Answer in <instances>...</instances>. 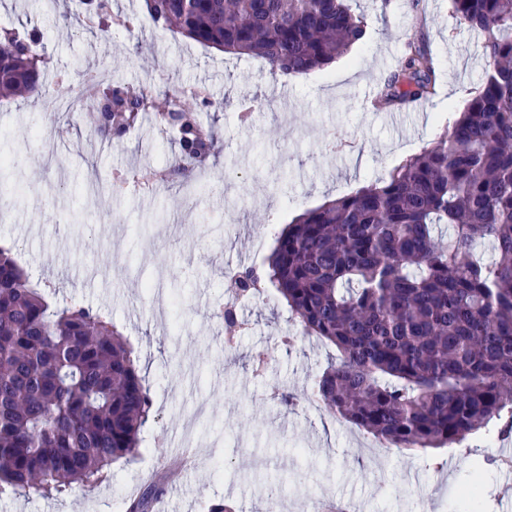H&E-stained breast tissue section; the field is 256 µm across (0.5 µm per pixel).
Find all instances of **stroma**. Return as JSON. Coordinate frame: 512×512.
<instances>
[{"label": "stroma", "instance_id": "stroma-1", "mask_svg": "<svg viewBox=\"0 0 512 512\" xmlns=\"http://www.w3.org/2000/svg\"><path fill=\"white\" fill-rule=\"evenodd\" d=\"M364 39L324 71L273 73L263 60L204 50L152 26L92 34L68 26L69 4L0 0V21L37 27L54 68L42 94L0 106V241L44 286L49 302H82L108 314L132 347L153 416L131 461L106 480L61 496L0 494V512H127L154 481L166 493L154 512H268L266 480L279 483L282 512H463V489L479 482L480 512H512V466L499 456L512 432L490 427L478 447L391 448L330 413L310 392L337 355L264 294L238 310L247 328L233 348L215 316L224 272L261 267L272 227L375 183L418 153L462 112L481 84L480 36L450 0H349ZM425 37L441 64L434 96L395 121L363 108L366 87L398 65L406 41ZM143 86L165 100L178 87L205 90V121L218 131L217 178L196 199L175 183L150 192L89 196L131 167H162L173 142L150 121L134 137L103 141L86 121L63 122L49 103L76 97L85 73ZM254 99L249 123L238 107ZM61 128L65 145L46 159L35 131ZM295 337L293 346L283 336ZM294 394L295 405L280 402Z\"/></svg>", "mask_w": 512, "mask_h": 512}]
</instances>
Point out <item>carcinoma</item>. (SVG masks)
<instances>
[{
  "label": "carcinoma",
  "instance_id": "1",
  "mask_svg": "<svg viewBox=\"0 0 512 512\" xmlns=\"http://www.w3.org/2000/svg\"><path fill=\"white\" fill-rule=\"evenodd\" d=\"M154 27L248 55L283 77L345 56L366 34L344 0H144ZM482 34L488 66L459 117L377 183L308 209L274 234L255 273L304 334L339 358L313 387L331 412L395 448L436 449L512 420V0H452ZM67 20L131 28L109 0H78ZM49 59L39 31H0V105L40 93ZM438 64L407 43L381 85L387 109L434 94ZM130 111L89 112L94 134L122 139L151 117L179 154L159 178L181 185L214 154L198 112L154 111L134 88ZM490 246L487 259L476 244ZM151 399L112 319L82 303L51 306L0 243V492L62 493L97 483L136 456ZM164 486L134 509L151 512Z\"/></svg>",
  "mask_w": 512,
  "mask_h": 512
}]
</instances>
